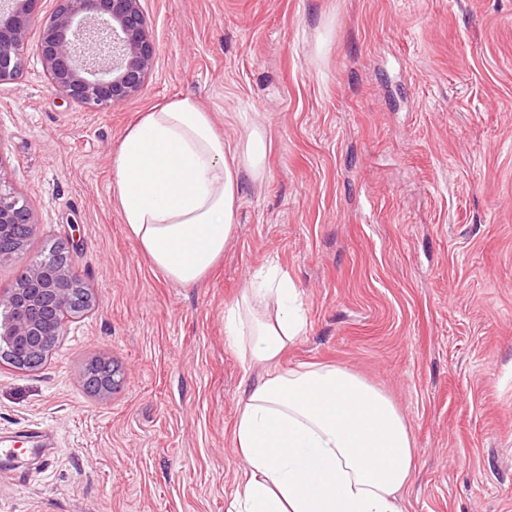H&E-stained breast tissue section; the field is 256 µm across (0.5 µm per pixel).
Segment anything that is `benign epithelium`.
Returning <instances> with one entry per match:
<instances>
[{
  "label": "benign epithelium",
  "instance_id": "1",
  "mask_svg": "<svg viewBox=\"0 0 512 512\" xmlns=\"http://www.w3.org/2000/svg\"><path fill=\"white\" fill-rule=\"evenodd\" d=\"M37 0L0 3V82L13 80L25 55L33 51L53 86L69 101L108 110L138 95L157 56V44L140 8V0H57L46 20ZM42 37L29 47L31 27ZM9 174L0 168V261L22 254L31 235L33 217L28 203L5 190ZM71 269L43 259L27 264L17 286L0 294V307L10 319L0 325V355L11 354L40 367L51 354L67 313Z\"/></svg>",
  "mask_w": 512,
  "mask_h": 512
}]
</instances>
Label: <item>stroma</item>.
<instances>
[{"label":"stroma","mask_w":512,"mask_h":512,"mask_svg":"<svg viewBox=\"0 0 512 512\" xmlns=\"http://www.w3.org/2000/svg\"><path fill=\"white\" fill-rule=\"evenodd\" d=\"M158 53L141 94L65 99L40 60L0 83V167L91 296L43 367L0 359V512H225L243 378L224 310L276 261L308 320L285 367L336 364L390 398L416 472L404 512H512V0H140ZM190 96L237 143L261 128L237 230L183 286L111 189L127 127ZM112 360L95 396L84 368Z\"/></svg>","instance_id":"1"}]
</instances>
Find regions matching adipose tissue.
<instances>
[{
	"label": "adipose tissue",
	"mask_w": 512,
	"mask_h": 512,
	"mask_svg": "<svg viewBox=\"0 0 512 512\" xmlns=\"http://www.w3.org/2000/svg\"><path fill=\"white\" fill-rule=\"evenodd\" d=\"M260 128L225 142L194 98L145 113L119 145L112 189L131 237L169 280L204 279L232 238L243 176L259 178ZM298 291L271 266L224 311V333L265 374L246 382L233 426L241 488L226 512H403L410 429L381 391L338 365L283 370L305 333Z\"/></svg>",
	"instance_id": "1"
}]
</instances>
